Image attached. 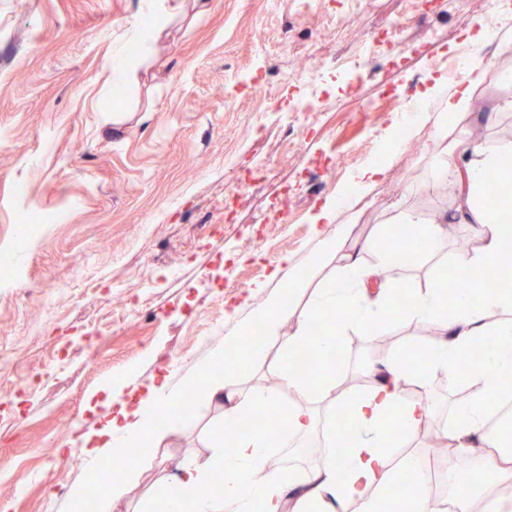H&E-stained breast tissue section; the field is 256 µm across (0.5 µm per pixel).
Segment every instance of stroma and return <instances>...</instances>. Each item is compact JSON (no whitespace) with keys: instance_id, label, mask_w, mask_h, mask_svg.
<instances>
[{"instance_id":"1","label":"stroma","mask_w":512,"mask_h":512,"mask_svg":"<svg viewBox=\"0 0 512 512\" xmlns=\"http://www.w3.org/2000/svg\"><path fill=\"white\" fill-rule=\"evenodd\" d=\"M141 0H0V504L63 512L70 486L93 480L67 428L99 427L90 397L106 381L138 395L170 366L197 362L242 329L243 299L280 292L292 267L338 247L295 295L305 312L350 259L374 247L401 212L452 214L436 186L440 129L480 132L494 146L512 128V83L486 53V83L464 119L443 103L403 139L393 127L429 71L467 46L469 32L512 29V0H170L160 36L130 59L138 81L105 82ZM385 173L356 183L373 162ZM349 198L316 227L325 201ZM346 196V195H345ZM48 223H23L24 214ZM448 223L440 252L388 270L391 288L423 294L458 255ZM341 394L362 392L381 360L369 337L339 339ZM280 342L228 370L233 388L272 391ZM434 418L451 422L462 397L442 375L421 383ZM224 414L197 399L192 417L145 460L114 512H146L154 489L187 461L209 462Z\"/></svg>"}]
</instances>
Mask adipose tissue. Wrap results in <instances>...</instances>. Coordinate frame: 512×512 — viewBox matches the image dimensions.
<instances>
[{
	"label": "adipose tissue",
	"mask_w": 512,
	"mask_h": 512,
	"mask_svg": "<svg viewBox=\"0 0 512 512\" xmlns=\"http://www.w3.org/2000/svg\"><path fill=\"white\" fill-rule=\"evenodd\" d=\"M470 43L472 52L462 81L452 85L447 76L429 73L424 89L416 96L414 122L427 119L429 104L435 100L445 102L450 118L460 119L469 114L486 80L482 64L486 48L493 45L504 53L512 47L508 37L483 32L472 36ZM442 152L436 177L439 186L451 187L454 192L452 220L474 225L482 242L478 251L458 255L454 263L458 275L465 279L476 269L492 268L502 251L504 228L489 217L481 196L489 173L512 170V143L489 146L469 137L458 138L444 144ZM335 248V238H321L319 252L307 266L294 272L281 293L268 295L264 304L248 315L249 323L262 325L265 336L281 338L280 380L288 389L304 395L327 396L331 389L323 383L311 382L298 371L294 361L297 347L314 344L319 355L330 361L338 354L334 338H314L311 329L317 317L343 306L347 309L345 325L363 328L386 322L400 310L391 289L379 281L378 274L382 269L402 266L403 257L401 253L384 250L376 267L348 264L343 274L322 288L307 312L298 318L295 332L282 336V327L290 314L289 299L318 269L322 255ZM511 309V288L487 296L478 307L465 294L455 297L451 307H444L436 285L426 294L412 295L400 311L420 323H442L445 338L427 347L426 360L417 370H409L400 358L381 364L377 369L379 377L370 391L341 405L340 414L350 423L347 450L329 453L323 464L298 478L271 466L270 443L264 433L235 429L241 417L276 404L271 393L232 390L220 373L219 368L228 357L244 351L241 334L225 336L223 343L212 347L203 360L164 376L145 396L127 397L113 383H105L102 394L118 403L119 409L98 429L78 437L88 465L104 459L118 463L112 471L109 491L98 503V512H112L114 503L124 497L134 476L131 461L148 457L156 443L183 426L184 418L176 407L189 392L223 401L224 429L235 434L234 451L217 453L209 465L183 466L177 478L179 496H169L163 487L157 490L159 512H182L187 502L194 512H251L256 502L262 504L264 512H341L352 499L360 501L361 512H386L384 492L395 483L398 474L387 453L396 443L388 421L397 419L404 434L409 435L431 416L426 403L401 399L398 385L438 373L452 379L461 369H469L480 386L482 399L458 409L457 424L450 437L461 444L486 440L487 410L505 394V383L512 379V322L491 328L486 320L491 314ZM478 343L483 346V356L475 366H468L466 356ZM216 463L224 472V485L220 488L213 487L211 482L212 466Z\"/></svg>",
	"instance_id": "1"
}]
</instances>
